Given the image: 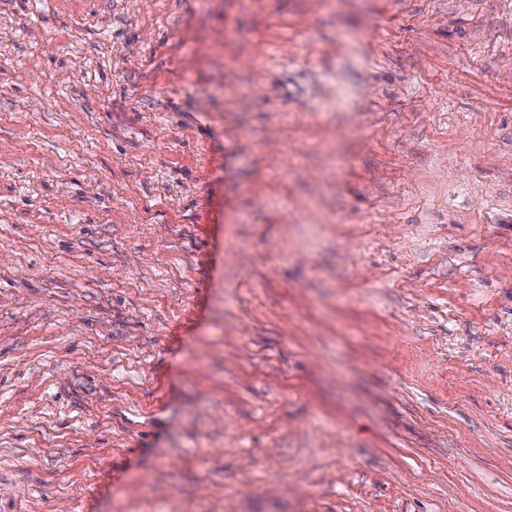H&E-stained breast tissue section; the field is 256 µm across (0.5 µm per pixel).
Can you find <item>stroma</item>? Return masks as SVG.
Segmentation results:
<instances>
[{
	"label": "stroma",
	"mask_w": 512,
	"mask_h": 512,
	"mask_svg": "<svg viewBox=\"0 0 512 512\" xmlns=\"http://www.w3.org/2000/svg\"><path fill=\"white\" fill-rule=\"evenodd\" d=\"M0 512H512V0H0Z\"/></svg>",
	"instance_id": "35a3bbf8"
}]
</instances>
